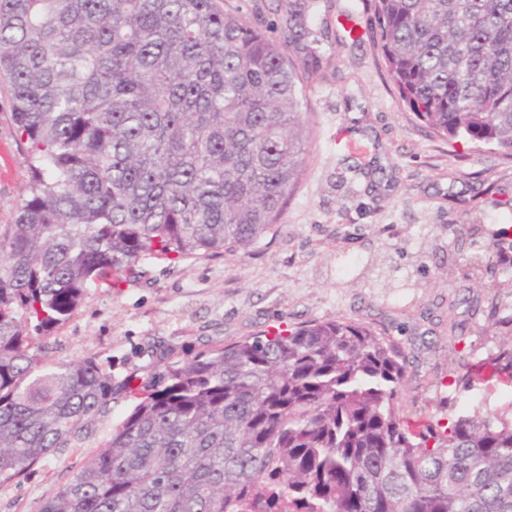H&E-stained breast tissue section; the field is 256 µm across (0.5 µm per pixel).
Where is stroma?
I'll return each mask as SVG.
<instances>
[{
    "instance_id": "35a3bbf8",
    "label": "stroma",
    "mask_w": 512,
    "mask_h": 512,
    "mask_svg": "<svg viewBox=\"0 0 512 512\" xmlns=\"http://www.w3.org/2000/svg\"><path fill=\"white\" fill-rule=\"evenodd\" d=\"M283 39V0H226ZM321 67L305 79L306 167L260 244L231 256L148 260L141 277L89 289L51 335L49 357L97 355L112 375L313 319L370 325L406 356L405 414L512 419V387L463 390L469 364L512 339L496 235L512 230V158L439 137L402 103L372 37L374 0H322ZM0 83V225L14 223L28 159ZM113 403L92 436L0 485V512H41L130 411Z\"/></svg>"
}]
</instances>
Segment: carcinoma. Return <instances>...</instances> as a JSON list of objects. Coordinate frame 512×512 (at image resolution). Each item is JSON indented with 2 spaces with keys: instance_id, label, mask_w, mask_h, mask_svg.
<instances>
[{
  "instance_id": "1",
  "label": "carcinoma",
  "mask_w": 512,
  "mask_h": 512,
  "mask_svg": "<svg viewBox=\"0 0 512 512\" xmlns=\"http://www.w3.org/2000/svg\"><path fill=\"white\" fill-rule=\"evenodd\" d=\"M318 2L287 0L284 44L223 0H0L30 170L0 225V484L137 399L41 512H512V424L404 417L405 354L359 322L204 351L135 388L94 354L47 360L99 281L247 251L278 223L307 155ZM375 14L406 108L512 157V0ZM462 380L512 385V343Z\"/></svg>"
}]
</instances>
